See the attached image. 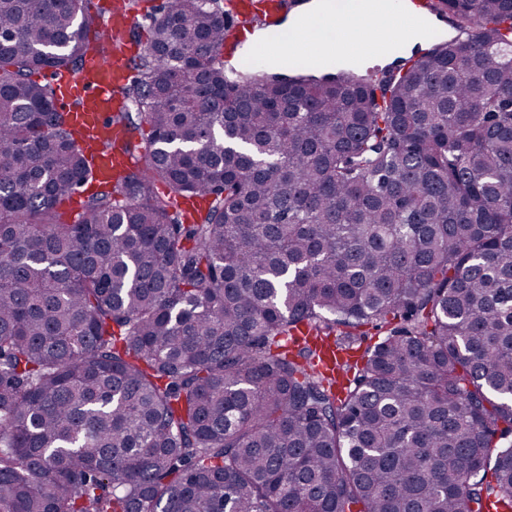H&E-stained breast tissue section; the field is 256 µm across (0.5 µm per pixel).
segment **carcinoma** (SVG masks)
I'll use <instances>...</instances> for the list:
<instances>
[{"label":"carcinoma","instance_id":"cac0c4a2","mask_svg":"<svg viewBox=\"0 0 512 512\" xmlns=\"http://www.w3.org/2000/svg\"><path fill=\"white\" fill-rule=\"evenodd\" d=\"M436 9L379 76L259 79L168 0L99 182L32 79L81 0H0V512H512V0Z\"/></svg>","mask_w":512,"mask_h":512}]
</instances>
